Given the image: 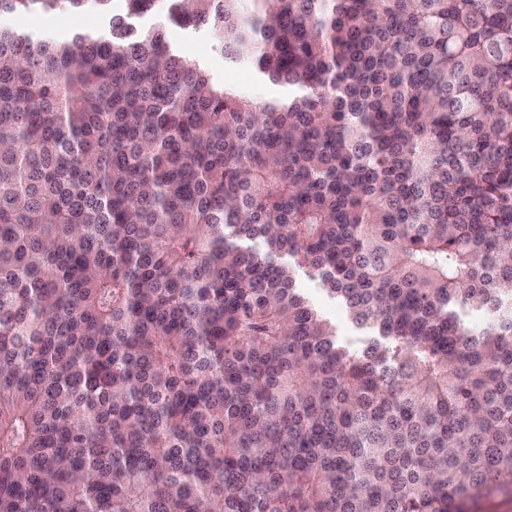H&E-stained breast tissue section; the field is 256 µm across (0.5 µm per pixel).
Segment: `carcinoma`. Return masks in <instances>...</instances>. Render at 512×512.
<instances>
[{
	"label": "carcinoma",
	"instance_id": "carcinoma-1",
	"mask_svg": "<svg viewBox=\"0 0 512 512\" xmlns=\"http://www.w3.org/2000/svg\"><path fill=\"white\" fill-rule=\"evenodd\" d=\"M113 2L0 0L107 20L0 29V512L512 493V0ZM167 33L184 54L194 62L207 64L208 73L217 82L241 87L255 86L253 75L244 67H230L224 63V55L213 48L210 32L201 28L195 31H182L169 26ZM312 303L345 334L351 331L350 323L345 310L333 300L326 297L313 283H306Z\"/></svg>",
	"mask_w": 512,
	"mask_h": 512
}]
</instances>
